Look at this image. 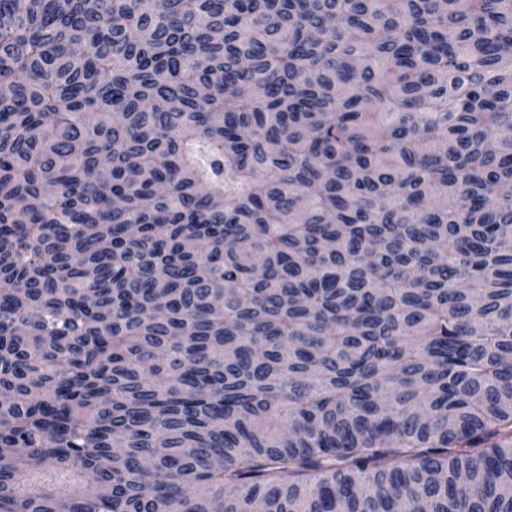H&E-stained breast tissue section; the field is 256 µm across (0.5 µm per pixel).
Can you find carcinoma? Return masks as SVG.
Instances as JSON below:
<instances>
[{
    "mask_svg": "<svg viewBox=\"0 0 512 512\" xmlns=\"http://www.w3.org/2000/svg\"><path fill=\"white\" fill-rule=\"evenodd\" d=\"M0 512H512V0H0Z\"/></svg>",
    "mask_w": 512,
    "mask_h": 512,
    "instance_id": "carcinoma-1",
    "label": "carcinoma"
}]
</instances>
